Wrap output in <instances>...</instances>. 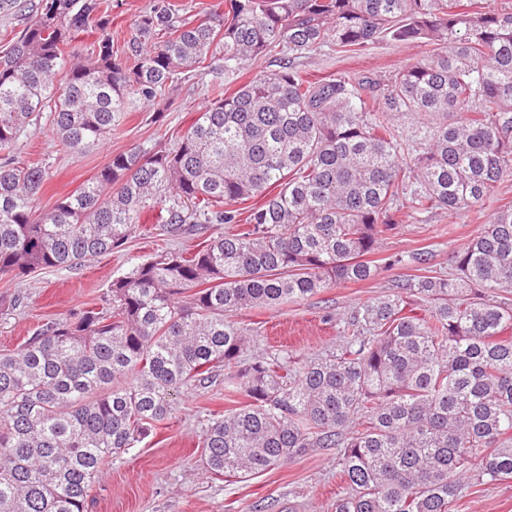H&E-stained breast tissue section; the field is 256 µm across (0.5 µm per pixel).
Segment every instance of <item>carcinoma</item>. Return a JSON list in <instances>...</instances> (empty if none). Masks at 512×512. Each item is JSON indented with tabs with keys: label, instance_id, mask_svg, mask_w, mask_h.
<instances>
[{
	"label": "carcinoma",
	"instance_id": "cac0c4a2",
	"mask_svg": "<svg viewBox=\"0 0 512 512\" xmlns=\"http://www.w3.org/2000/svg\"><path fill=\"white\" fill-rule=\"evenodd\" d=\"M224 23L148 0L122 53L109 0H38L0 52V275L77 267L125 245L158 205L171 235L205 224L112 281V307L0 353V512H87L103 467L175 411L224 389L247 404L209 421L206 472L244 479L336 449L332 512H452L463 484L512 481V205L451 256L339 319L336 352L247 364L238 312L370 279L364 256L399 223L478 207L512 174V6L483 0H224ZM96 31L90 56L68 48ZM384 39L431 51L383 86L311 79L292 61ZM224 48V73L284 59L212 102L172 148H133L38 211L48 172L13 146L44 117L60 145L100 144L129 106L162 98ZM418 115L412 139L393 120ZM262 203L242 212L236 204Z\"/></svg>",
	"mask_w": 512,
	"mask_h": 512
}]
</instances>
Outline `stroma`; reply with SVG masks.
I'll return each instance as SVG.
<instances>
[{
  "label": "stroma",
  "mask_w": 512,
  "mask_h": 512,
  "mask_svg": "<svg viewBox=\"0 0 512 512\" xmlns=\"http://www.w3.org/2000/svg\"><path fill=\"white\" fill-rule=\"evenodd\" d=\"M425 52L420 44L383 41L363 56H342L324 47L301 55L294 64L314 77L367 76L383 82ZM279 69L278 57L268 55L248 62L238 77L225 76L224 51L217 48L208 54L204 69L191 73L164 100L135 104L103 144L71 152L56 142L48 125H32L20 136L14 155L46 167L48 180L40 206L48 209L94 177L112 155L135 147L149 151L173 145L197 118L208 85L217 82L232 92L255 75ZM508 202H512V176L500 182L477 213L450 215L438 210L419 222L402 217L380 242L376 255L418 253L423 257L421 264L381 267L373 279L341 283L273 307L247 309L236 320L256 334L260 346L287 348L295 360L330 354L337 345V315L389 293L397 282L418 272H448L452 252ZM160 217L159 209L144 211L142 232L133 235L122 250L84 266L1 278L0 351L15 350L39 327L74 319L84 308L108 307L110 282L132 263L162 249H193L200 243V236L192 232L169 235ZM231 408L220 381L183 397L173 415L157 424L149 437L105 467L92 489L88 512H260L267 504L272 512H331L342 489L332 448L311 449L277 469L246 479L217 480L204 473L198 446L201 431L209 419ZM452 512H512V481L466 486Z\"/></svg>",
  "instance_id": "stroma-1"
}]
</instances>
